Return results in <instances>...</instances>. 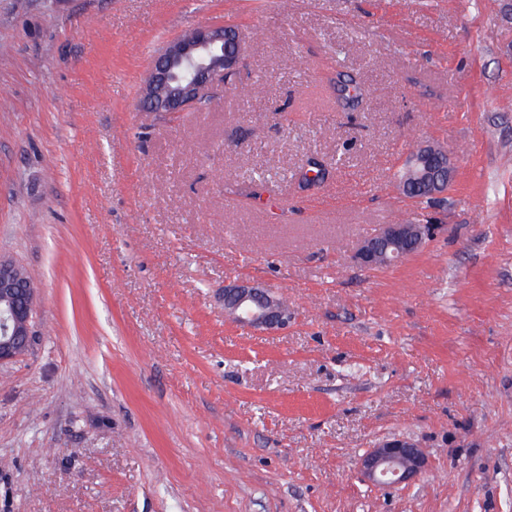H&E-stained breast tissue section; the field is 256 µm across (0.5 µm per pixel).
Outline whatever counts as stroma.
<instances>
[{"mask_svg": "<svg viewBox=\"0 0 512 512\" xmlns=\"http://www.w3.org/2000/svg\"><path fill=\"white\" fill-rule=\"evenodd\" d=\"M223 24L240 68L144 111ZM0 44V256L36 286L0 512H512V0H0ZM428 143L431 202L393 184ZM391 212L437 230L358 266ZM236 279L288 328L226 319ZM395 435L424 473L365 482ZM242 54L240 34L230 25L198 28L192 39L169 42L144 81L143 108L148 112L186 111L234 73ZM431 167L433 181L419 187L428 196H434L445 192L454 178V167L448 151L433 144L421 145L411 155L409 161L410 178L426 175V166ZM423 167V170H421Z\"/></svg>", "mask_w": 512, "mask_h": 512, "instance_id": "stroma-1", "label": "stroma"}]
</instances>
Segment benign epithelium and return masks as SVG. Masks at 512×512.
Segmentation results:
<instances>
[{
  "label": "benign epithelium",
  "mask_w": 512,
  "mask_h": 512,
  "mask_svg": "<svg viewBox=\"0 0 512 512\" xmlns=\"http://www.w3.org/2000/svg\"><path fill=\"white\" fill-rule=\"evenodd\" d=\"M243 54L238 30L230 25L198 28L189 40L175 39L156 56L144 81L141 104L149 112L180 113L204 99L209 90L234 72ZM431 173L433 181L421 185L428 196L445 192L454 178L448 151L426 144L418 147L409 161L410 177ZM405 224H387L375 236L363 241L356 261L376 267L386 260L380 253L398 248L407 238ZM0 365L21 356L32 341L35 310L33 283H22L14 263L0 258ZM224 313L242 327L276 331L288 325V307L272 291L247 279L224 284ZM364 478L377 486L409 483L423 472V448L410 438H387L369 449L358 461Z\"/></svg>",
  "instance_id": "1"
}]
</instances>
